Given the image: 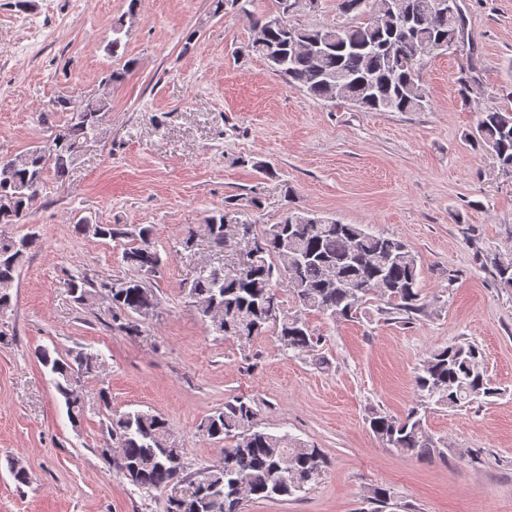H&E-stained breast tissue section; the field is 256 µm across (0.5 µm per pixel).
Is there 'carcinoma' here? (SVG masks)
<instances>
[{
	"label": "carcinoma",
	"mask_w": 512,
	"mask_h": 512,
	"mask_svg": "<svg viewBox=\"0 0 512 512\" xmlns=\"http://www.w3.org/2000/svg\"><path fill=\"white\" fill-rule=\"evenodd\" d=\"M251 0H231L250 17L254 36L242 49L264 58L269 68L289 87L323 102L345 101L370 112H419L429 105L421 72L429 58L447 51L466 36V17L459 0H337L343 16L356 21L330 27L305 28L288 23L291 0H276L272 14L281 25H266L267 16L256 17L246 8ZM128 21L112 26L106 50L122 58L129 36L125 26L139 19L138 0H129ZM109 110V94L84 99L60 95L52 111L67 113L66 121L51 126L52 134L41 145L7 157L0 170V224H19L31 201L44 184L46 174L65 180L90 138L104 139L101 118ZM470 144L488 153L499 169L512 175V108L480 113ZM227 214L212 215L198 227H190L181 244L189 249L203 236L212 247L224 248ZM79 233L101 239L123 240L122 258L137 276L95 284L85 276L66 283L73 300L86 305L95 288L108 290L107 308L112 323L126 333L138 332V318L155 310L157 295L145 276L165 266L146 226L97 224L88 218L75 225ZM245 238L261 244L246 274L224 275L221 268L200 274L188 288L190 306L212 332L247 342L274 329L285 350L303 354L315 348L319 337L304 315L314 310L338 322L347 320L372 297L387 300L394 309L412 316L422 312L417 257L402 240L369 233L361 224H344L309 211L290 207L284 219L267 224L241 225ZM37 235L0 237V316L11 308L19 268ZM299 252L307 261L284 266ZM347 288L328 285V268ZM498 285L512 288V256L493 258ZM292 300L284 307L283 293ZM37 360L49 370L52 383L64 399L72 424L83 413L76 392L80 377L95 372L96 358L79 351L52 356L41 348ZM479 346L457 342L433 351L415 377L419 403L402 418L374 415L369 424L384 445L422 457L435 454L436 445L426 433L420 410L436 406L454 409L480 398H492L500 390L482 368ZM108 431L119 452L112 466L136 488L150 492L183 481L184 453L176 444L166 418L151 411L115 413ZM210 440L226 442L221 461L204 472L202 479L167 499L166 512H243L249 499L275 500L306 490L328 466L324 452L307 443L291 441L262 428L252 401L239 397L216 409L201 423Z\"/></svg>",
	"instance_id": "1"
}]
</instances>
